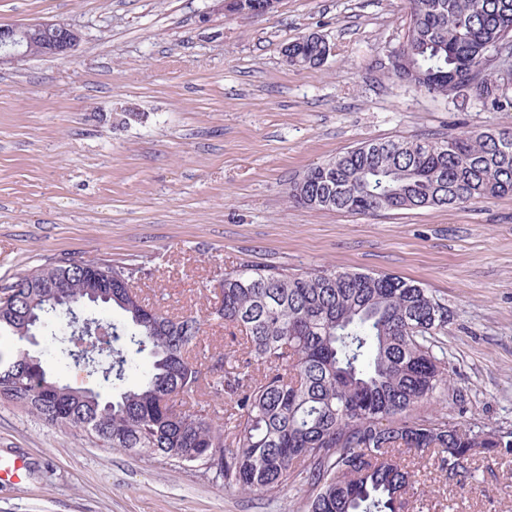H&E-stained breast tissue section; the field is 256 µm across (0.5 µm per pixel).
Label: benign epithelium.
I'll use <instances>...</instances> for the list:
<instances>
[{
	"instance_id": "obj_1",
	"label": "benign epithelium",
	"mask_w": 512,
	"mask_h": 512,
	"mask_svg": "<svg viewBox=\"0 0 512 512\" xmlns=\"http://www.w3.org/2000/svg\"><path fill=\"white\" fill-rule=\"evenodd\" d=\"M217 10L235 17L248 10L247 0H215ZM280 0H263L250 11L252 16L273 14ZM80 35L69 24L57 21H32L0 24V66L34 55L64 57L76 47Z\"/></svg>"
}]
</instances>
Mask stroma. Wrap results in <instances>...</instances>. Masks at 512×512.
Listing matches in <instances>:
<instances>
[{
	"label": "stroma",
	"mask_w": 512,
	"mask_h": 512,
	"mask_svg": "<svg viewBox=\"0 0 512 512\" xmlns=\"http://www.w3.org/2000/svg\"><path fill=\"white\" fill-rule=\"evenodd\" d=\"M64 21V58L0 67V290L65 256L136 266L134 290L203 321L224 349L212 289L225 269L268 263L390 273L450 311L439 338L448 391L422 404L464 430L512 432V194L356 215L288 201L290 183L359 143L512 126V111L457 106L399 80L408 0H280L230 19L212 0H0V24ZM317 32L318 68L283 46ZM0 457L28 460L0 512H302L225 492L199 470L49 425L0 400ZM459 483L428 468L415 493L445 512H512V458L479 457Z\"/></svg>",
	"instance_id": "35a3bbf8"
}]
</instances>
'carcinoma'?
<instances>
[{
	"instance_id": "1",
	"label": "carcinoma",
	"mask_w": 512,
	"mask_h": 512,
	"mask_svg": "<svg viewBox=\"0 0 512 512\" xmlns=\"http://www.w3.org/2000/svg\"><path fill=\"white\" fill-rule=\"evenodd\" d=\"M406 50L395 76L433 96L512 110V71L487 48L512 42V0H409ZM322 48L299 37L288 64L315 68ZM512 194V129L440 141H365L293 183L289 200L328 211L454 206ZM138 269L61 259L17 281L0 300V341L40 333L57 342L49 360L0 354V398L53 425L78 428L101 446L183 467L209 463L224 490L274 500L292 480L308 488L305 512H408L415 471L402 453L449 477H472L478 454L512 455V433L494 440L446 417L414 411L448 389L447 355L435 337L448 305L391 274L247 264L224 270L222 306L230 349L191 357L201 337L194 315L146 305L129 282ZM120 320L78 352L72 336L100 317ZM70 364L96 376L112 398L60 382ZM205 387L224 397L216 422L178 401Z\"/></svg>"
}]
</instances>
